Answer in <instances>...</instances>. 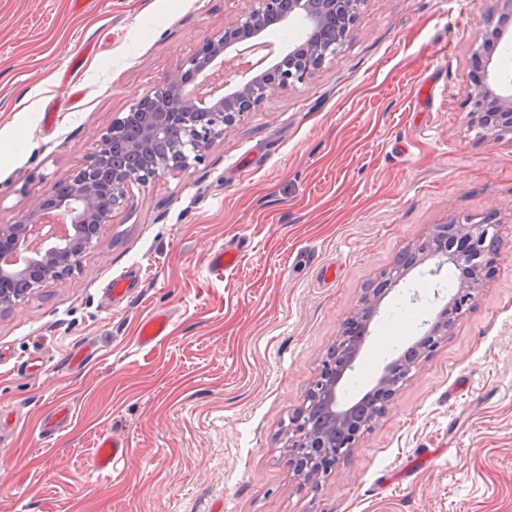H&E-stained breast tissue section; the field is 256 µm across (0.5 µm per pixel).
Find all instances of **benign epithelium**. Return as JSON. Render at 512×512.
I'll use <instances>...</instances> for the list:
<instances>
[{
    "instance_id": "obj_1",
    "label": "benign epithelium",
    "mask_w": 512,
    "mask_h": 512,
    "mask_svg": "<svg viewBox=\"0 0 512 512\" xmlns=\"http://www.w3.org/2000/svg\"><path fill=\"white\" fill-rule=\"evenodd\" d=\"M500 2V26L485 31L474 50L476 55L483 54L487 70L469 91L471 126L490 140L512 134V96L501 93L495 75L488 70L495 46L512 23V0ZM363 3L364 0H257V6L241 13L204 41L177 74L166 77L115 119L85 164L68 180L56 183L37 208L14 224L0 225V306L17 303L11 290L15 284L29 292L68 274L82 254L93 246L101 225L110 222L112 208L123 200L131 184L155 180L201 163L211 143L232 128L244 113L255 111L273 92L292 88L321 68L356 25ZM304 11L310 12L313 20L329 21L335 41L325 47L318 44L309 49L291 48L277 70L264 71L256 77L235 66L237 61L262 49L257 42L244 44V32L257 36L268 17ZM217 60L224 67L221 88L225 92L221 99L207 106L212 122L203 125L196 120L199 106L183 95V87L198 84L201 75ZM174 114L181 120L182 133L170 157L151 164L135 176L107 172L101 157L110 141L139 128L143 136L135 142V148L144 153L151 148L153 139L162 134L166 119ZM489 239H498V220L494 213L478 221L467 217L463 223L443 225L417 245L416 251L423 260H445L471 268L468 282L461 285L448 306L439 312L431 329L418 340L421 352L432 350L439 338L448 334L463 308L484 286L491 255L485 247ZM403 277L402 266H391L381 272V287L361 303L368 311L362 329H367L378 313L386 287L397 284ZM362 345L361 337H353L348 331L341 334L334 347L336 360L323 364L310 387L327 405L331 431L310 428L303 413L291 421L288 454L302 474L310 467V458L317 449L331 448L341 456L367 428L359 418L358 408L341 402L342 381L358 359ZM412 369V365L400 360L383 367L370 390L381 407H386Z\"/></svg>"
}]
</instances>
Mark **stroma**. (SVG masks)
<instances>
[{"instance_id":"1","label":"stroma","mask_w":512,"mask_h":512,"mask_svg":"<svg viewBox=\"0 0 512 512\" xmlns=\"http://www.w3.org/2000/svg\"><path fill=\"white\" fill-rule=\"evenodd\" d=\"M253 4L0 0V225ZM499 8L365 0L334 59L202 164L132 184L73 272L0 307V512H512V136L481 138L468 99ZM494 210L498 255L472 305L344 458L296 475L287 424L366 288L439 226ZM230 237L243 255L213 277L207 254ZM451 295L433 260L392 287L348 393ZM155 309L170 334L138 346ZM60 403L71 419L46 436ZM112 431L131 453L98 478L91 455Z\"/></svg>"}]
</instances>
